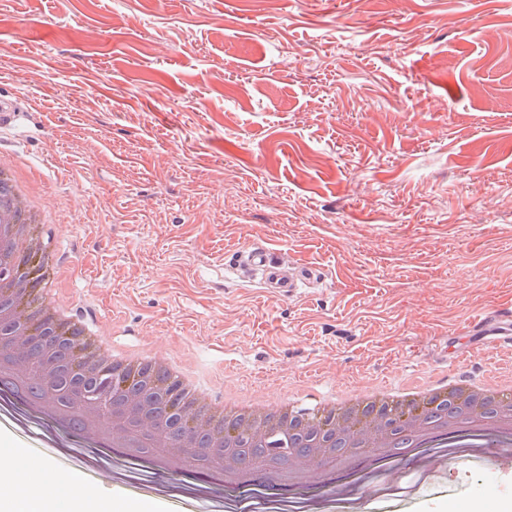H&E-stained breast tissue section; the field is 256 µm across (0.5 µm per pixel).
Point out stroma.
Instances as JSON below:
<instances>
[{"label":"stroma","instance_id":"obj_1","mask_svg":"<svg viewBox=\"0 0 512 512\" xmlns=\"http://www.w3.org/2000/svg\"><path fill=\"white\" fill-rule=\"evenodd\" d=\"M0 167L56 212L61 292L101 347L278 396L512 365L470 318L512 312V0H0ZM265 247L315 277L288 298L238 270ZM19 465L102 512H230L207 481L93 461L0 408ZM313 512H512V451L439 449ZM112 471L104 481L103 468Z\"/></svg>","mask_w":512,"mask_h":512}]
</instances>
